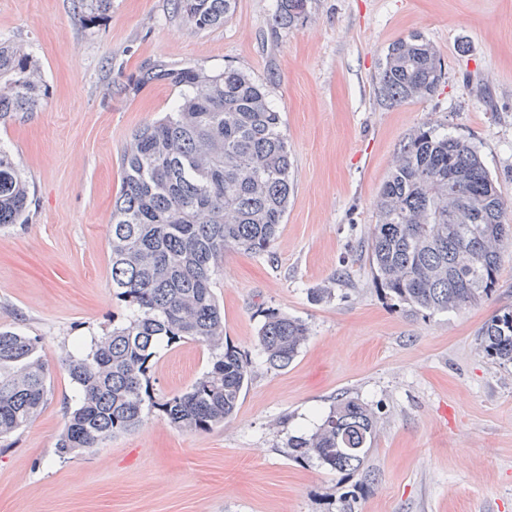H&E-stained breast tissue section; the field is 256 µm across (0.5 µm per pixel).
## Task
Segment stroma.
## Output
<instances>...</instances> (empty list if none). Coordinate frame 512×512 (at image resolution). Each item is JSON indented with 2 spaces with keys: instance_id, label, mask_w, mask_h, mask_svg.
<instances>
[{
  "instance_id": "stroma-1",
  "label": "stroma",
  "mask_w": 512,
  "mask_h": 512,
  "mask_svg": "<svg viewBox=\"0 0 512 512\" xmlns=\"http://www.w3.org/2000/svg\"><path fill=\"white\" fill-rule=\"evenodd\" d=\"M276 0H236L196 29L173 0H0V42L39 61L38 111L0 124L27 179L28 221L0 229V327L39 338L50 369L40 413L0 438V512H512V366L478 348L482 325L512 308V241L489 299L458 313L410 311L369 263L375 200L422 125L469 140L512 200V0H308L304 22H274ZM420 33L442 56L435 94L391 105L375 92L389 45ZM164 66L237 68L266 84L293 157L294 189L272 254L230 253L215 275L224 342L255 374L233 418L205 432L158 410L69 459L55 453L79 390L65 352L126 321L113 293L108 230L132 132L173 111L176 89L124 87ZM332 295L316 300V289ZM310 335L288 367L266 365V311ZM208 351L160 346L155 398L188 389ZM380 418L359 475L296 460L337 398Z\"/></svg>"
}]
</instances>
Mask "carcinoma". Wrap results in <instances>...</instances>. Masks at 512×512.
Segmentation results:
<instances>
[{
  "label": "carcinoma",
  "instance_id": "cac0c4a2",
  "mask_svg": "<svg viewBox=\"0 0 512 512\" xmlns=\"http://www.w3.org/2000/svg\"><path fill=\"white\" fill-rule=\"evenodd\" d=\"M196 28L221 26L236 0H173ZM307 0H278L276 24L292 27ZM442 80L441 57L423 35L394 41L377 76L382 100L430 97ZM164 82L180 92L175 110L135 130L121 157L122 185L110 224L111 288L130 311L126 322L66 353L81 391L55 452L63 459L95 448L141 423L149 405L174 426L208 431L237 409L252 378L247 354L224 345V309L214 275L228 252L268 255L293 191V161L281 113L268 91L242 71L148 68L128 90ZM45 95L39 62L23 44L0 43V122L35 112ZM27 180L0 148V228L27 222ZM369 260L380 286L410 310L460 312L489 298L500 248L512 239V202L475 146L416 130L400 150L377 200ZM309 336L301 320L264 315L257 346L268 367L293 362ZM197 342L210 367L182 393L160 402L150 393L151 360L161 343ZM482 352L512 365V309L478 332ZM48 363L36 339L0 329V437L31 422L47 401ZM376 412L342 398L309 435L288 439L291 456L347 475L364 470L378 431Z\"/></svg>",
  "mask_w": 512,
  "mask_h": 512
}]
</instances>
